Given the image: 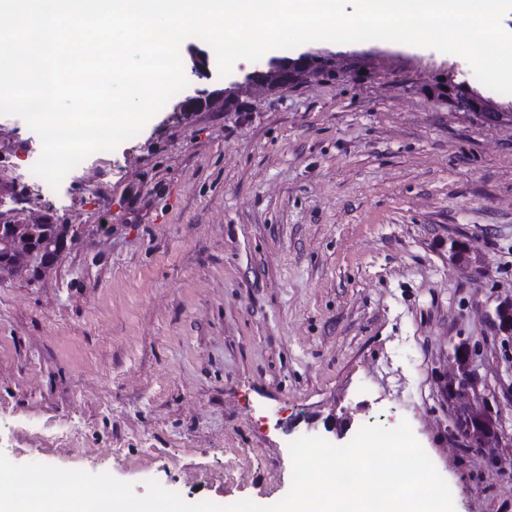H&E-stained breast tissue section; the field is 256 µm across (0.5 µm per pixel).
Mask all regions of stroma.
Wrapping results in <instances>:
<instances>
[{"label": "stroma", "instance_id": "stroma-1", "mask_svg": "<svg viewBox=\"0 0 512 512\" xmlns=\"http://www.w3.org/2000/svg\"><path fill=\"white\" fill-rule=\"evenodd\" d=\"M304 54L285 88L243 85L263 58L188 74L187 97L237 85V110L171 100L57 197L20 177L39 135L0 115V218L72 227L46 274L0 281V453L267 506L290 442L405 420L455 512H512V338L490 320L512 299V97L430 48ZM465 343L494 411L478 442L450 430Z\"/></svg>", "mask_w": 512, "mask_h": 512}]
</instances>
